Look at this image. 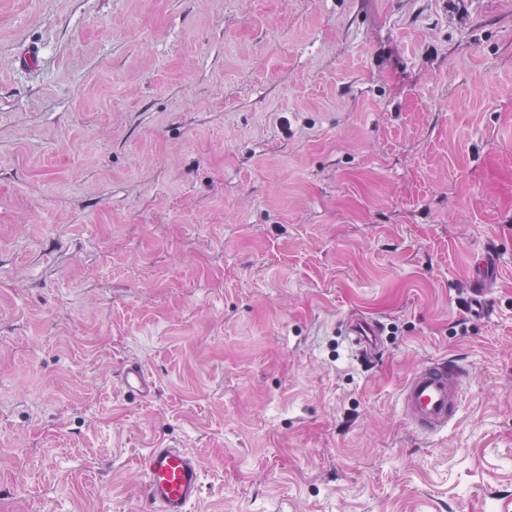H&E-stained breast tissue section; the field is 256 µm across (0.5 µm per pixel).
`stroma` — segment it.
<instances>
[{
    "mask_svg": "<svg viewBox=\"0 0 512 512\" xmlns=\"http://www.w3.org/2000/svg\"><path fill=\"white\" fill-rule=\"evenodd\" d=\"M464 11L0 0V512H141L151 448L192 512H512V0ZM450 355L424 439L400 391ZM491 280L479 275L473 277L469 288L473 294L471 311L479 317H485L489 312V302L485 297L488 288H491ZM346 333L347 336H352L351 342L359 347L360 355H378L374 350L380 336L377 323L362 317L349 318L346 322ZM372 350L374 351L371 352ZM465 373L453 357L426 360L414 368L400 394L407 423L429 436L448 428L458 412ZM120 384L126 394L147 398L154 389V383L148 371L139 363L125 365L119 375ZM149 512H189L202 489V465L186 448H151L142 461Z\"/></svg>",
    "mask_w": 512,
    "mask_h": 512,
    "instance_id": "stroma-1",
    "label": "stroma"
}]
</instances>
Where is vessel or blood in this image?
Wrapping results in <instances>:
<instances>
[{"label": "vessel or blood", "mask_w": 512, "mask_h": 512, "mask_svg": "<svg viewBox=\"0 0 512 512\" xmlns=\"http://www.w3.org/2000/svg\"><path fill=\"white\" fill-rule=\"evenodd\" d=\"M491 286L484 276L473 277L471 310L483 317L489 312L485 294ZM346 333L360 354L376 347L380 329L374 321L348 319ZM466 370L457 359L442 357L420 363L407 377L400 394L402 414L408 424L424 435L433 436L447 428L459 408ZM126 394L146 398L154 389L148 371L139 363L125 365L119 375ZM143 493L147 512H191L201 495L202 465L184 448H152L142 461Z\"/></svg>", "instance_id": "b4317fda"}]
</instances>
